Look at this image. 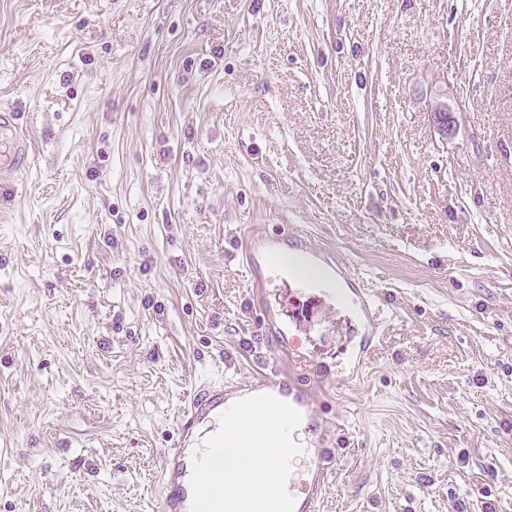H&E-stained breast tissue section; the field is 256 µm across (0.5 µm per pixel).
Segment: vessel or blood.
Masks as SVG:
<instances>
[{
    "mask_svg": "<svg viewBox=\"0 0 512 512\" xmlns=\"http://www.w3.org/2000/svg\"><path fill=\"white\" fill-rule=\"evenodd\" d=\"M32 152L31 139L19 125L16 112L0 107V186L11 185L15 175L25 168ZM288 243L313 257L304 267L289 269V277L305 288H318L329 297H337L338 284L352 288V304L362 318L364 334L349 363L358 370L379 332L380 309L364 288H361L350 268L330 252L316 247L302 234L278 230L254 236L247 248L249 268H257L260 260L275 261L278 248ZM271 306H259L258 325L262 340L270 353L288 355L289 368L281 370L260 364L252 381L246 384L228 382L194 388L185 400L173 441L163 453L161 470L160 512H190L192 490L190 477L192 457L203 441L220 428V415L236 400L268 393L289 403L302 415L300 429L308 433L304 451L292 464L286 488L296 500L295 512H318L322 491L332 468V452L328 439V424L313 391L318 378L307 357L288 348V336L270 323Z\"/></svg>",
    "mask_w": 512,
    "mask_h": 512,
    "instance_id": "1",
    "label": "vessel or blood"
}]
</instances>
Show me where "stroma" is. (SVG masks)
<instances>
[{"mask_svg": "<svg viewBox=\"0 0 512 512\" xmlns=\"http://www.w3.org/2000/svg\"><path fill=\"white\" fill-rule=\"evenodd\" d=\"M447 102L456 132L431 114ZM0 512H159L195 386L246 382L252 232L384 310L321 386V512H512V0H0ZM310 360L353 325L265 283ZM31 139L19 125L17 112L0 107V186H9L27 165ZM299 251L309 254L319 261L318 264L311 263L308 266L288 269V276L303 288H320L330 298H338L337 286L345 283L352 290V304L359 313L364 325V334L358 349L352 356L349 367L340 372L342 375L347 370L354 372L363 365L364 357L372 348L375 337L379 332L380 309L365 288H361L358 280L353 276L350 268L330 252L316 247L311 240L296 232L289 233L288 230H278L269 234L254 236L247 248L246 261L253 272L257 269L262 259L268 260L270 264H277L278 246L288 243ZM358 284V286H357Z\"/></svg>", "mask_w": 512, "mask_h": 512, "instance_id": "1", "label": "stroma"}]
</instances>
